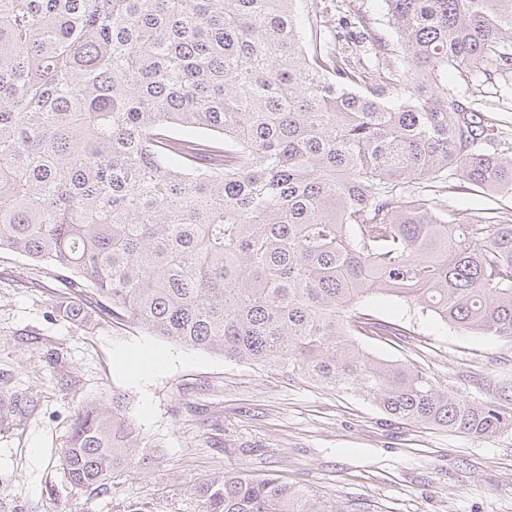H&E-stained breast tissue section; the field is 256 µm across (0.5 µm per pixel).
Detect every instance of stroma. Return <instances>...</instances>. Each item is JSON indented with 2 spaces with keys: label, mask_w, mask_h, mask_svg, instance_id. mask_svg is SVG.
Instances as JSON below:
<instances>
[{
  "label": "stroma",
  "mask_w": 512,
  "mask_h": 512,
  "mask_svg": "<svg viewBox=\"0 0 512 512\" xmlns=\"http://www.w3.org/2000/svg\"><path fill=\"white\" fill-rule=\"evenodd\" d=\"M300 9L316 12L330 41L370 29L389 49L383 65H399L383 0H303ZM448 97L512 126V69L449 71ZM447 195L462 217L512 207L511 196L494 201L456 179ZM67 293L53 271L0 252V387L39 400L24 425L0 432V512H199L190 485L234 469L277 474L362 512H512V426L487 438L411 426L353 393L162 343L128 323L76 326L52 313ZM363 307L415 333L409 344L365 337L374 353L410 357L475 402L512 385V342L444 327L386 296ZM116 389L156 458L105 491L75 487L58 458L70 417Z\"/></svg>",
  "instance_id": "obj_1"
}]
</instances>
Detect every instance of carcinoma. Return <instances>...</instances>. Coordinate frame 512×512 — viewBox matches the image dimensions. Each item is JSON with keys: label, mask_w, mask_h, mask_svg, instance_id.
<instances>
[{"label": "carcinoma", "mask_w": 512, "mask_h": 512, "mask_svg": "<svg viewBox=\"0 0 512 512\" xmlns=\"http://www.w3.org/2000/svg\"><path fill=\"white\" fill-rule=\"evenodd\" d=\"M402 54L367 90L345 47L304 44L296 0H0V251L55 269L53 312L100 315L354 393L477 438L472 402L358 337L409 335L371 295L512 341V212L461 220L457 176L512 196V129L448 99V69L512 64V0H385ZM36 401L0 391V431ZM155 445L112 391L71 415L70 483L103 490ZM200 512H356L274 474L190 487Z\"/></svg>", "instance_id": "obj_1"}]
</instances>
